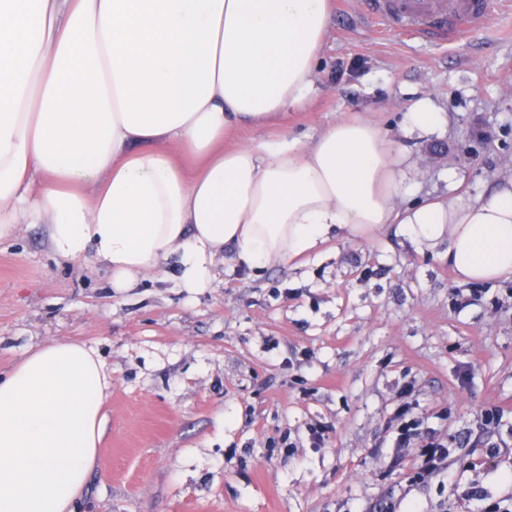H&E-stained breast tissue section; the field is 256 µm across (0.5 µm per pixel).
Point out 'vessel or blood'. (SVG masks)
<instances>
[{
  "mask_svg": "<svg viewBox=\"0 0 512 512\" xmlns=\"http://www.w3.org/2000/svg\"><path fill=\"white\" fill-rule=\"evenodd\" d=\"M362 12L436 40H455L488 22L486 0H358Z\"/></svg>",
  "mask_w": 512,
  "mask_h": 512,
  "instance_id": "vessel-or-blood-1",
  "label": "vessel or blood"
}]
</instances>
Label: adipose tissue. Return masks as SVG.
<instances>
[{"mask_svg": "<svg viewBox=\"0 0 512 512\" xmlns=\"http://www.w3.org/2000/svg\"><path fill=\"white\" fill-rule=\"evenodd\" d=\"M329 19L330 0H0V238L45 225L57 258L94 260L119 291L173 257L199 294L225 249L258 270L389 224L447 240L462 281L512 275V187L398 211L411 189L369 120L225 148L309 104ZM109 388L75 342L0 375V512H78Z\"/></svg>", "mask_w": 512, "mask_h": 512, "instance_id": "obj_1", "label": "adipose tissue"}]
</instances>
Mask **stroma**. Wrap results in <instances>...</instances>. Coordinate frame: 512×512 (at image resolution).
<instances>
[{
    "label": "stroma",
    "mask_w": 512,
    "mask_h": 512,
    "mask_svg": "<svg viewBox=\"0 0 512 512\" xmlns=\"http://www.w3.org/2000/svg\"><path fill=\"white\" fill-rule=\"evenodd\" d=\"M331 4L311 103L230 144L306 142L362 117L400 150L417 199L473 200L512 179V0L451 43ZM421 98L443 120L404 132ZM52 341L95 349L112 373L81 512H465L472 486L512 499V276L460 281L447 242L417 246L398 225L332 233L258 272L225 251L196 296L162 271L114 291L93 260L57 259L43 225H19L0 239V372ZM403 401L459 455L498 446L494 466L456 492L447 476L410 483V459L382 445ZM494 410L501 425L483 426Z\"/></svg>",
    "instance_id": "35a3bbf8"
}]
</instances>
